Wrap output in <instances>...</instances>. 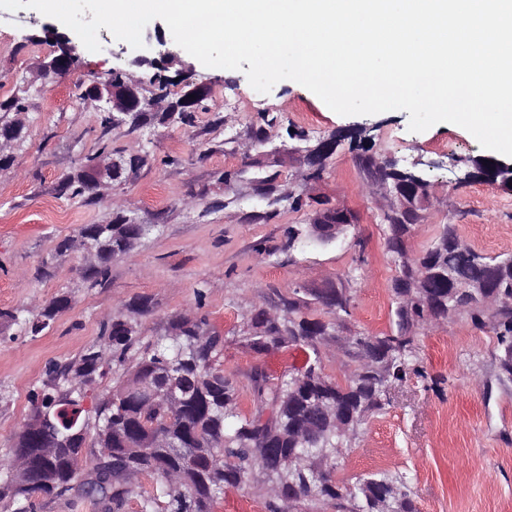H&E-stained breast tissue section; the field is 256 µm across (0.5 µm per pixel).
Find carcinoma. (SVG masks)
Returning <instances> with one entry per match:
<instances>
[{
  "label": "carcinoma",
  "instance_id": "obj_1",
  "mask_svg": "<svg viewBox=\"0 0 512 512\" xmlns=\"http://www.w3.org/2000/svg\"><path fill=\"white\" fill-rule=\"evenodd\" d=\"M356 147L367 176L395 178L363 144ZM95 160L85 157L80 172L60 182V192L90 193L86 169ZM123 218L117 212L110 224L77 228L102 253L98 266L83 274L91 288L107 275L112 251L133 248L153 230ZM399 229L388 224L386 241L396 265L393 328L352 338L359 365L345 382L324 376L317 358L335 323L309 316L292 299L268 314L251 347L257 353L310 350L313 356L276 377L255 372L256 409L249 415L239 410L238 390L221 369L224 337L203 332L202 320L183 317L172 333L141 346L135 330L114 318L103 325V343L74 363L51 364L50 386L31 393L30 416L0 455V499L9 500L13 512H32L33 496L74 490L92 498L99 512H120L134 496L139 512H214L224 489L243 485L258 470L267 482V512H297L298 504L313 500L336 512H417L404 477L379 471L341 485L336 457L366 414L384 409L395 384L410 374L426 377L413 336L419 325L465 315L495 336L500 372L512 379V256L482 255L445 224L435 244L412 257ZM482 277L494 281L488 299L472 296V282ZM66 307V298L56 295L30 317L0 309V323L36 335ZM115 372L117 384L93 396L94 421L82 417L87 391ZM103 448L110 453L106 468L100 466ZM185 449L209 462L184 467ZM142 476L152 487L137 492Z\"/></svg>",
  "mask_w": 512,
  "mask_h": 512
}]
</instances>
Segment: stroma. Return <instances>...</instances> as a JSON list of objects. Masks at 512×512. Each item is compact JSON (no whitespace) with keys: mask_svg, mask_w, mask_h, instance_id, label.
I'll list each match as a JSON object with an SVG mask.
<instances>
[{"mask_svg":"<svg viewBox=\"0 0 512 512\" xmlns=\"http://www.w3.org/2000/svg\"><path fill=\"white\" fill-rule=\"evenodd\" d=\"M50 22L33 9H0V100L18 96L24 103L6 115L21 123L23 139L11 149L12 164L0 169V309L29 316L52 296L67 300L38 335L0 326V452L27 420L29 396L46 383L48 366L72 362L99 343L104 323L115 317L129 318L145 342L187 313L201 318L204 330L223 334L221 367L248 414L255 371L276 375L305 359L300 351L255 353L254 310L276 312L293 298L323 319L316 294L343 288L350 313L319 356L325 376L345 380L356 367L346 353L350 337L392 327L396 270L384 216L397 201L369 188L345 143L320 177L305 178L302 156L336 132L365 129L378 161L428 181L422 219L406 236L409 254L427 250L446 224L484 255L512 253V194L449 179V165L464 167L483 152L466 129L443 122L413 132L401 110L341 116L295 81L263 94L244 72L206 67L183 51L162 77L174 99L185 84L208 87L193 124L164 118L160 103L141 125L105 133L96 103L80 99V86L112 71L145 80L154 71L132 66L137 49L102 28L100 51L82 50L69 74L38 80L39 63L53 52L39 38ZM259 128L261 145L253 138ZM102 152H136L147 162L103 196L59 194L60 180L76 173L84 156ZM264 179L275 190L262 198L257 188ZM120 206L155 230L113 259L101 286L87 287L78 271L81 251L59 256L55 244L79 225L108 223ZM336 206L352 212L354 224L335 243H311L315 210ZM138 298L148 300V315L130 316L128 305ZM414 336L425 377L392 388L389 405L358 426L336 460L337 480L351 485L372 472L402 473L418 512H512V379L500 375L495 337L462 315L417 327ZM265 498V477L257 472L227 489L215 512L249 505L265 512Z\"/></svg>","mask_w":512,"mask_h":512,"instance_id":"1","label":"stroma"}]
</instances>
